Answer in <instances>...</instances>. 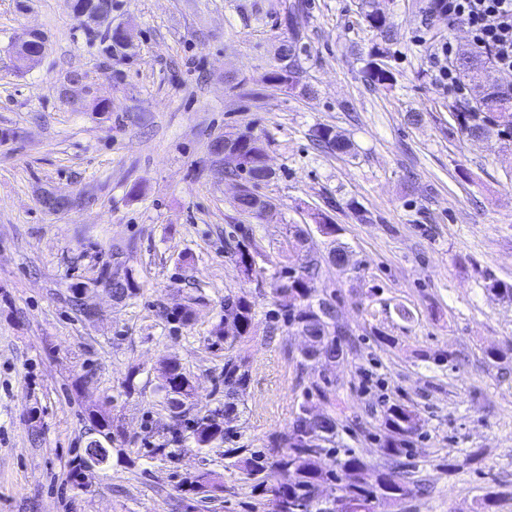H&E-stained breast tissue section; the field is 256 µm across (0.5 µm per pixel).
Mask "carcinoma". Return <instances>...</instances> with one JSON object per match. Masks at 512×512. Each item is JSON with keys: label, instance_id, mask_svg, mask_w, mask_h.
I'll list each match as a JSON object with an SVG mask.
<instances>
[{"label": "carcinoma", "instance_id": "1", "mask_svg": "<svg viewBox=\"0 0 512 512\" xmlns=\"http://www.w3.org/2000/svg\"><path fill=\"white\" fill-rule=\"evenodd\" d=\"M363 19L380 39L373 45L363 69L364 80L369 85L391 87L395 77L389 66L383 63L387 57L384 45L392 41V29L386 19L378 14L374 0H360ZM290 38L286 49L292 60L288 71V86L298 84L301 72L300 54L303 52L302 16L300 5L290 6L285 16ZM93 38L105 43V51L115 57L125 54L128 45L106 33L88 32ZM463 77L478 92V97L469 105L467 112H453L451 117L459 132L466 136H495L505 145L512 147V98H503L491 82L486 60L478 54H470L458 61ZM312 140L325 150L347 153L351 142L328 126L312 130ZM225 147L240 152L246 159V187L237 199L243 212L254 213L266 207V202L256 193L260 182L267 177L264 168L262 147L247 137L225 140ZM321 268L320 260L311 254L301 259L296 275L278 277L274 292L286 302L284 317L288 325L318 339V344L301 354L300 369H313L326 357H336L346 348L353 347V340L347 332L336 326V320H324L318 316V309L335 307L336 296L319 293L314 288ZM100 282L112 289L115 296L124 299L133 294L135 284L131 276L112 278L101 273ZM236 325L234 340L249 335L252 323V308L242 297L224 298V319L213 330L214 337L228 340L224 334V323ZM161 389L169 398L174 409L173 419L183 417L184 400L192 397L193 385L181 364L173 359L163 361L160 368ZM250 382L249 369L233 356L224 361V414L236 410L233 399L246 390ZM308 407L301 405L288 433L279 442L276 454H266L245 444H237L233 433L207 414L193 419L191 431L197 448H210L217 443H232L234 447L224 449V459L233 466L246 469L255 488L266 493L273 501L272 512H374L376 502L389 498L397 503L422 492L421 485L410 479L404 471L401 458L407 455V438L417 431L415 414L402 404H393L385 412V425L391 432L382 448L386 463L371 467L349 448L336 447V419L324 415L316 423L307 418ZM94 423L97 438L88 443L90 448H101L114 441L112 416L105 410L89 413ZM333 457V468L324 471L317 466L318 458ZM325 483L334 485V494L322 497L321 487ZM190 490L204 500H214L224 493L223 477L211 472H201L188 482Z\"/></svg>", "mask_w": 512, "mask_h": 512}]
</instances>
